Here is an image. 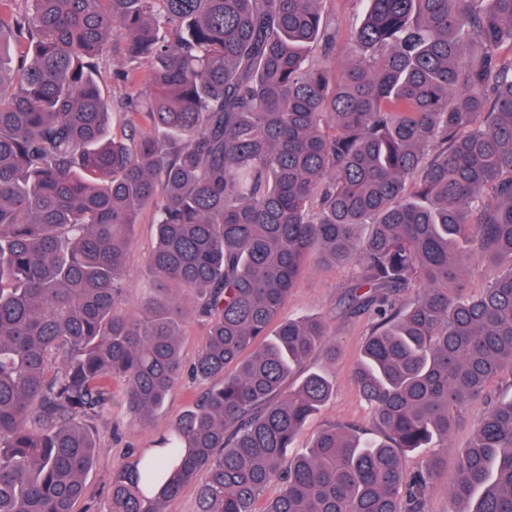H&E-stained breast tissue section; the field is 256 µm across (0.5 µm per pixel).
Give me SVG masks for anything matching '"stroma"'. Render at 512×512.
Instances as JSON below:
<instances>
[{"label":"stroma","instance_id":"stroma-1","mask_svg":"<svg viewBox=\"0 0 512 512\" xmlns=\"http://www.w3.org/2000/svg\"><path fill=\"white\" fill-rule=\"evenodd\" d=\"M365 8L364 0H335L332 12L340 40L336 46L334 67H341L346 61L350 51L348 36L359 23ZM154 245L151 215L146 212L134 229L123 269L118 305L124 311H135L143 300L157 292L147 263ZM354 276L355 270L351 267L324 268L306 264L280 314L284 320L297 316L327 318L330 335L339 349L337 361L316 358L308 364L309 369L324 372L330 377L334 393L296 437L293 446L298 453L304 452L312 437L330 423L356 426L368 434L374 431L372 411L352 380V368L369 333L371 318L366 314L351 317L339 308V300L347 292ZM206 387V382L183 374L164 405L141 421L134 418L122 402V382L111 381L112 403L93 422L99 451L86 477L85 495L75 506L76 512H100L111 490L113 473L155 448L158 439L169 433L193 398ZM483 407V402L477 401L467 408L449 438L447 448L433 444L409 453L407 468L412 472L425 468L432 457L440 459L441 476L425 498V512H448V476L456 466L457 450L468 444Z\"/></svg>","mask_w":512,"mask_h":512}]
</instances>
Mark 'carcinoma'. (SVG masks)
I'll return each mask as SVG.
<instances>
[{
    "label": "carcinoma",
    "instance_id": "1",
    "mask_svg": "<svg viewBox=\"0 0 512 512\" xmlns=\"http://www.w3.org/2000/svg\"><path fill=\"white\" fill-rule=\"evenodd\" d=\"M0 0V512H74L90 420L124 382L141 420L182 372L183 301L208 319L192 372L221 378L157 453L113 474L102 512H424L439 476L406 453L486 408L448 512H512V0H367L335 71L330 0ZM25 47L21 66L5 61ZM122 45L106 98L100 60ZM147 73L139 74L141 64ZM129 132L112 133V110ZM153 208L161 289L116 308ZM495 270L465 292L469 256ZM356 267L369 314L353 379L378 433L331 424L326 321L269 333L306 262ZM252 350L251 355L243 353ZM235 365L227 372L229 365ZM276 495L256 504L271 486ZM124 65L123 57L115 48H112L100 60V70L105 81V93L115 102L120 101L133 92V89L128 85L113 79V72L122 69Z\"/></svg>",
    "mask_w": 512,
    "mask_h": 512
}]
</instances>
